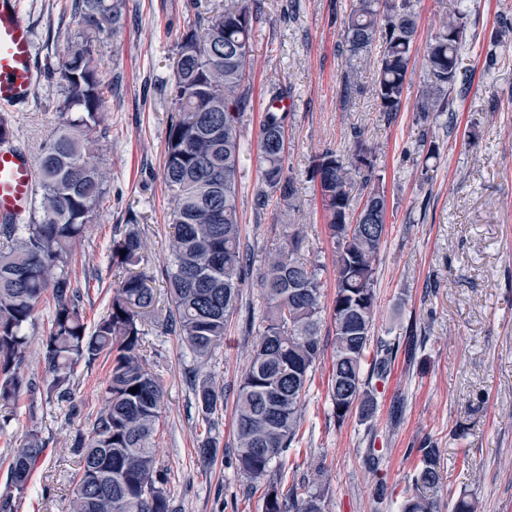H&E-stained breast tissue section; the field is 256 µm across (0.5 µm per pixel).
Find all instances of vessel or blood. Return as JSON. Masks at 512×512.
Masks as SVG:
<instances>
[{
  "instance_id": "1",
  "label": "vessel or blood",
  "mask_w": 512,
  "mask_h": 512,
  "mask_svg": "<svg viewBox=\"0 0 512 512\" xmlns=\"http://www.w3.org/2000/svg\"><path fill=\"white\" fill-rule=\"evenodd\" d=\"M38 75L33 30L19 0H0V108L29 102ZM36 172L19 148L0 147V222L27 212L34 200Z\"/></svg>"
}]
</instances>
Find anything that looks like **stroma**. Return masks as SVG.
<instances>
[{
  "label": "stroma",
  "instance_id": "35a3bbf8",
  "mask_svg": "<svg viewBox=\"0 0 512 512\" xmlns=\"http://www.w3.org/2000/svg\"><path fill=\"white\" fill-rule=\"evenodd\" d=\"M237 0H123L117 31L93 46L103 83L104 120L90 137L88 160L106 174L96 217L66 271L81 291L87 325L106 315L122 274L109 254L114 238L137 232L157 305L145 319L142 355L163 391L154 446L175 512H264L235 460V397L265 307L260 277L282 243L285 227H306L305 246L323 266V301L335 294L334 247L325 230L316 157L346 153L354 131L376 159L387 198L384 243L377 262L374 335L399 351L387 381H374L373 418L337 421L328 379L333 322L324 320V354L312 374L299 435L282 461L284 487L323 490V512H400L419 448L439 450L443 501L467 497L475 512H512V0H415L418 53L408 70L401 108L385 121L365 66L356 91L344 95L349 62L340 50L342 20L353 0H250L257 11L247 71L250 102L243 117L245 161L239 192L241 243L250 275L234 317L207 360H198L165 328L171 306L166 258L172 228L163 181L168 96L178 42L198 9ZM465 12L459 65L471 77L453 112L420 123L416 103L426 80L421 46L449 8ZM40 67L58 66L81 30L72 0H21ZM292 101L286 118L285 165L295 178L291 205L270 197L257 164L260 126L273 91ZM57 78H38L31 101L11 112L16 142L31 160L58 125ZM439 149L424 158L421 128ZM54 303L44 297L25 328L22 372L33 381L8 410L0 433V499L13 494L12 448L37 430L46 451L36 462L16 512H66L77 458V431H89L104 405L108 365L74 368L69 402L47 401L42 341ZM211 381L224 406L204 414L195 389ZM211 462L198 451L205 437ZM385 497H378L379 487Z\"/></svg>",
  "mask_w": 512,
  "mask_h": 512
}]
</instances>
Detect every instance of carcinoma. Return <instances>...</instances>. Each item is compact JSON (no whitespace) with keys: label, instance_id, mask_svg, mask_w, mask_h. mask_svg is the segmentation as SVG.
Returning <instances> with one entry per match:
<instances>
[{"label":"carcinoma","instance_id":"carcinoma-1","mask_svg":"<svg viewBox=\"0 0 512 512\" xmlns=\"http://www.w3.org/2000/svg\"><path fill=\"white\" fill-rule=\"evenodd\" d=\"M74 8L84 31L70 42L60 67L61 123L43 148L33 207L18 223L0 224V237L10 242L7 250H0V408L29 387L20 372L28 343L23 329L50 292L54 310L42 342L46 399H70L78 363L91 366L101 357L109 363L105 405L89 434L77 432L72 443L80 468L69 512H172L170 496L158 484L152 446L162 390L140 355L143 317L157 298L151 277L141 267V239L129 231L112 241L111 263L124 276L107 315L91 331L80 308L81 293L71 287L65 272L71 249L94 220L105 179L83 158L88 135L102 122L93 34L116 28L123 5L122 0H74ZM252 21L244 2L189 27L174 63L170 96L176 115L167 131L163 172L174 228L167 270L172 307L166 326L200 360L224 340L247 280L238 195ZM343 24L342 51L353 61L344 75L346 91L356 85L358 65H374L375 96L390 121L400 110L416 51L414 2L354 0ZM466 30V14L454 10L426 44L427 79L416 104L419 119L453 111V93L465 89L459 53ZM286 118L287 113L271 107L260 129L258 162L265 186L257 196L261 207L271 193L285 203L295 194V178L285 166ZM374 169L372 152L356 139L345 155L333 150L319 155L312 170L335 249L329 397L339 421L354 411L365 419L376 413L375 393L362 380L370 347H375L371 373L379 380L387 377L397 356L395 346L377 343L374 336L386 197L374 185L356 219L349 213L350 175L359 174L368 184ZM304 239L303 225H288L284 244L261 277L266 309L237 390V467L246 479L265 485V512H322L321 491H286L273 470V462L296 439L312 373L323 353L321 267L303 255ZM135 386L139 391L129 392ZM196 397L206 414L224 404L223 394L207 383L196 389ZM43 452L36 431L12 449L9 468L17 494L26 490ZM420 452L412 476L418 492L403 498L401 512H440L438 451L431 447Z\"/></svg>","mask_w":512,"mask_h":512}]
</instances>
